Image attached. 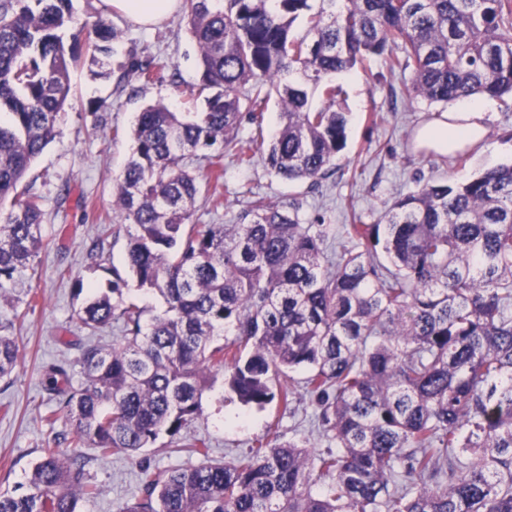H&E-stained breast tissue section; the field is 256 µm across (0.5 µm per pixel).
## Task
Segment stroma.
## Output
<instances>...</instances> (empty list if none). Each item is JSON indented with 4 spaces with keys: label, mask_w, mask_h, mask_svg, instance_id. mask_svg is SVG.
I'll list each match as a JSON object with an SVG mask.
<instances>
[{
    "label": "stroma",
    "mask_w": 512,
    "mask_h": 512,
    "mask_svg": "<svg viewBox=\"0 0 512 512\" xmlns=\"http://www.w3.org/2000/svg\"><path fill=\"white\" fill-rule=\"evenodd\" d=\"M76 25L64 32L66 43L86 48L95 24L107 19L121 31L108 60V76L101 77L90 59L70 72L71 100L58 122L59 134L34 161L24 183L41 198L45 213L43 244L35 271L23 292L26 301L16 331L18 361L10 379L0 380V490L25 482L43 449L80 453L86 474L97 493L82 499L79 512H122L143 495L139 465L174 470L198 464L187 446L205 440L209 458L231 460L258 442L278 438L319 449L326 443L318 434L316 409L303 389L301 377L292 386L298 396L294 412L270 406L245 411L223 378H216L202 399V412L180 434L160 435L140 454L100 456L97 449L74 448L72 424L66 410L51 401L46 371L55 363L74 361L89 341L108 345L121 336L118 324L89 338L76 312L82 293L106 287L113 274H126L128 226L112 209L113 179L130 155V131L138 112L162 101L183 110L185 98L199 79L198 51L181 15L144 26L108 8L105 0H72ZM159 66L160 77L137 95L118 91L117 80L131 59ZM178 84H171V71ZM344 93L336 106L348 112L347 146L333 175L319 180L291 182L271 173L262 159L251 166L224 161L226 202L214 206L211 188L201 184L193 221L197 224H232L252 197L275 205L295 201L306 224L327 227L328 249L346 244L345 224L360 219L380 222L396 195L416 190L427 182H460L484 170L512 162V107L493 100L483 122L488 129L485 147L468 151L466 165L453 158L416 151L415 129L439 116L442 108L400 93L409 74L390 72L371 59L338 75ZM97 253H90L91 244Z\"/></svg>",
    "instance_id": "obj_1"
}]
</instances>
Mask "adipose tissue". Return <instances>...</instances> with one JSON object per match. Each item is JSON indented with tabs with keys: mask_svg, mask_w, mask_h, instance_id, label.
Segmentation results:
<instances>
[{
	"mask_svg": "<svg viewBox=\"0 0 512 512\" xmlns=\"http://www.w3.org/2000/svg\"><path fill=\"white\" fill-rule=\"evenodd\" d=\"M112 6L137 23L153 25L173 14L179 8L180 0H112ZM489 108L487 101H468L442 113L416 130V149L448 155L468 146L484 145L487 129L483 114Z\"/></svg>",
	"mask_w": 512,
	"mask_h": 512,
	"instance_id": "ef3b65f1",
	"label": "adipose tissue"
}]
</instances>
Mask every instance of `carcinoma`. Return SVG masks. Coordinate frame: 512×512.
<instances>
[{"instance_id": "1", "label": "carcinoma", "mask_w": 512, "mask_h": 512, "mask_svg": "<svg viewBox=\"0 0 512 512\" xmlns=\"http://www.w3.org/2000/svg\"><path fill=\"white\" fill-rule=\"evenodd\" d=\"M71 2L0 0V308H15L42 246L40 197L20 184L70 100ZM341 2L182 0L203 106L138 113L114 180L130 279L90 289L77 312L89 333L116 321L122 336L81 346L76 386L75 365L48 368L72 442L103 455L178 434L220 373L243 405L291 411L279 378L305 371L329 446L273 439L213 463L200 441L197 466L142 467L144 496L123 512H512V164L399 196L383 223L345 225L348 245L331 252L294 202L255 197L234 224L192 222L197 159L214 195L225 157L249 165L259 152L289 181L334 171L348 116L332 77L371 58L410 72L402 94L431 104L512 96V0ZM95 34L87 51L102 65L119 33L102 19ZM154 76L132 62L121 90ZM310 89L326 106L311 108ZM273 91L278 133L239 137ZM131 281L166 303L146 325L124 304ZM13 328L0 322V380L17 363ZM84 466L43 449L23 488L0 491V512H77L97 491Z\"/></svg>"}]
</instances>
